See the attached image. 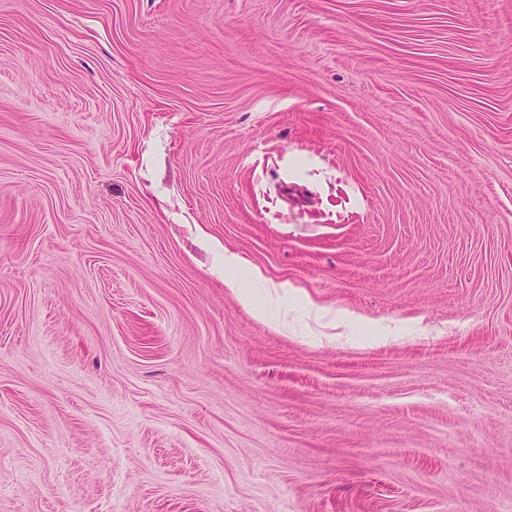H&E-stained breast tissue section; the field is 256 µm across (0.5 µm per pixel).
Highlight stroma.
Returning a JSON list of instances; mask_svg holds the SVG:
<instances>
[{"label":"stroma","instance_id":"35a3bbf8","mask_svg":"<svg viewBox=\"0 0 512 512\" xmlns=\"http://www.w3.org/2000/svg\"><path fill=\"white\" fill-rule=\"evenodd\" d=\"M0 512H512V0H0Z\"/></svg>","mask_w":512,"mask_h":512}]
</instances>
